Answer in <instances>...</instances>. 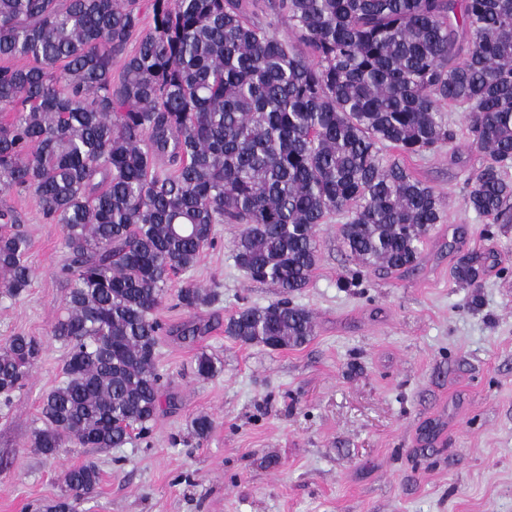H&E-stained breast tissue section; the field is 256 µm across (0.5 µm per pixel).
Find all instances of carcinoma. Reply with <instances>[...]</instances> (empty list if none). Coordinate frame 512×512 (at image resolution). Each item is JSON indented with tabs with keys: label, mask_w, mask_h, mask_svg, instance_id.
Here are the masks:
<instances>
[{
	"label": "carcinoma",
	"mask_w": 512,
	"mask_h": 512,
	"mask_svg": "<svg viewBox=\"0 0 512 512\" xmlns=\"http://www.w3.org/2000/svg\"><path fill=\"white\" fill-rule=\"evenodd\" d=\"M0 0V191L32 193L63 228L60 275L69 288L51 335L64 343L65 380L42 399L28 447L121 448L146 434L164 392L155 313L170 274L192 269L215 225L241 226L232 245L252 282L281 298L247 306L225 333L243 344L300 346L311 315L291 296L318 261L327 216L362 268L407 271L444 202L403 161L448 143L443 105L464 111L486 155L467 202L512 223V0ZM296 43L281 39V22ZM138 46L126 47L133 36ZM123 59L112 81V61ZM399 155L388 157L384 148ZM18 212L0 208V292L18 297L35 271ZM493 254L453 270L478 287ZM219 293L186 281L188 310ZM208 326L189 321L193 343ZM41 342L0 344V403L28 381ZM220 361L202 352L197 378ZM214 420H191L203 441ZM66 495L45 512H71L95 493L97 465L63 474Z\"/></svg>",
	"instance_id": "obj_1"
}]
</instances>
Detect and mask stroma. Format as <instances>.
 Wrapping results in <instances>:
<instances>
[{
  "instance_id": "obj_1",
  "label": "stroma",
  "mask_w": 512,
  "mask_h": 512,
  "mask_svg": "<svg viewBox=\"0 0 512 512\" xmlns=\"http://www.w3.org/2000/svg\"><path fill=\"white\" fill-rule=\"evenodd\" d=\"M447 116L453 140L406 160L445 200L416 269L356 266L339 236L344 215L329 217L310 283L292 298L315 326L302 346L225 334L240 308L268 305L278 290L245 277L232 257L237 226L217 225L158 312L167 330L197 316L211 331L193 345L161 336L157 367L175 404L121 448L47 458L28 446L42 396L65 379L68 349L50 333L66 294L62 228L32 194L0 195L23 217L36 271L25 294L0 296V341L43 342L25 389L0 406V512H42L63 494L64 470L87 461L101 482L75 512H512V224L469 207L467 178L485 156L463 112ZM484 247L494 266L478 287L458 285L459 258ZM188 280L218 299L196 313L177 306ZM201 352L222 361L215 378L192 375ZM201 412L214 428L199 445L190 421Z\"/></svg>"
}]
</instances>
